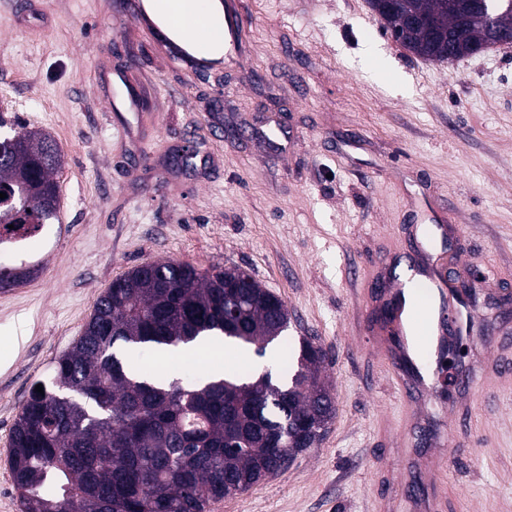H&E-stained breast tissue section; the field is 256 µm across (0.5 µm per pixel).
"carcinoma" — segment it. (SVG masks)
Instances as JSON below:
<instances>
[{"label": "carcinoma", "instance_id": "1", "mask_svg": "<svg viewBox=\"0 0 512 512\" xmlns=\"http://www.w3.org/2000/svg\"><path fill=\"white\" fill-rule=\"evenodd\" d=\"M398 0L386 28L406 11L429 16L434 33L419 29L410 52L429 59L457 58L488 41L476 12L499 14L512 32V11L499 0ZM63 163L51 137L35 129L0 136V225L27 235L57 220L45 195L58 193ZM238 268L201 272L173 259L147 262L112 283L95 305L82 335L61 355L43 393L31 392L11 433V469L22 512H212L281 470L317 442L335 415L323 375L327 355L304 336L299 350L282 334L288 312L278 296L253 281L241 294L224 284ZM244 316L247 329L224 325V308ZM219 336L246 353H270L297 369L269 391L253 373L227 369L206 383L182 382L137 364L130 354H159Z\"/></svg>", "mask_w": 512, "mask_h": 512}]
</instances>
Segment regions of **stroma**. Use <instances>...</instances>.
<instances>
[{
	"mask_svg": "<svg viewBox=\"0 0 512 512\" xmlns=\"http://www.w3.org/2000/svg\"><path fill=\"white\" fill-rule=\"evenodd\" d=\"M242 4V63L201 75L116 0H0V114L63 155L50 236L4 260L38 254L30 279L0 289V512H21L10 433L33 384L143 263L247 268L284 301L290 345L311 336L328 355L327 432L213 512H384L399 497L415 401L394 393L369 343L370 298L412 257L430 212L451 230L446 268L493 281L475 293L464 361L512 325V48L433 61L395 41L367 0ZM128 66L148 88L125 136L105 99ZM476 383L497 406H465L472 430L448 448L450 512H512V372Z\"/></svg>",
	"mask_w": 512,
	"mask_h": 512,
	"instance_id": "1",
	"label": "stroma"
}]
</instances>
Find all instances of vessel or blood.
Returning <instances> with one entry per match:
<instances>
[{
  "mask_svg": "<svg viewBox=\"0 0 512 512\" xmlns=\"http://www.w3.org/2000/svg\"><path fill=\"white\" fill-rule=\"evenodd\" d=\"M123 14L147 30L154 42L169 56L183 58L185 65L207 74L214 66L203 52L207 45L206 27L191 25L190 36L197 47L195 55L183 56L182 50L157 26L143 8V0H124ZM244 16L240 0L224 3V60L235 63ZM116 91L107 98L108 111L135 114L140 108L143 88L130 80L127 71H115ZM383 310L370 328L378 358L391 366L394 384L399 392H413L420 402L414 410L416 421H425L424 405L446 407L440 395L438 372L453 357L464 338L470 337L477 321L473 307L455 278L440 268L437 256H430L428 265L411 274L395 289L377 293ZM435 450L423 456L407 450L404 470L408 476L407 491L400 503L404 512H446L448 499L443 491L450 460L449 442L467 435L464 418L439 419L433 423Z\"/></svg>",
  "mask_w": 512,
  "mask_h": 512,
  "instance_id": "obj_1",
  "label": "vessel or blood"
}]
</instances>
